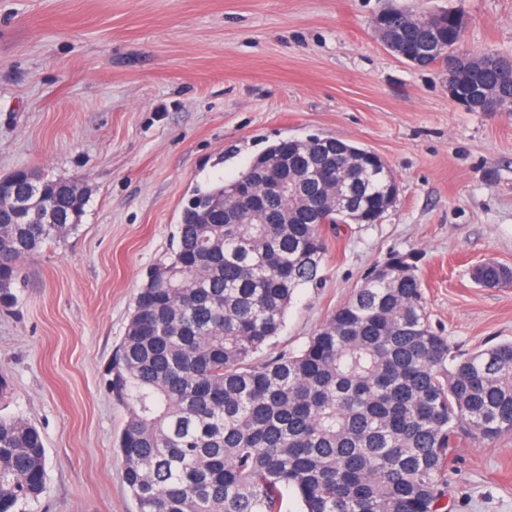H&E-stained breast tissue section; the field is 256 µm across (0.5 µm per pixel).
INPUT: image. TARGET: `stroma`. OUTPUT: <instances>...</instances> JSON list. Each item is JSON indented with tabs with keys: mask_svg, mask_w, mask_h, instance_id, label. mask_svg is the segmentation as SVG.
<instances>
[{
	"mask_svg": "<svg viewBox=\"0 0 512 512\" xmlns=\"http://www.w3.org/2000/svg\"><path fill=\"white\" fill-rule=\"evenodd\" d=\"M463 14V46L512 59V0H0V177L38 170L90 200L78 229L24 263L0 309V415L42 432L46 490L19 512H135L103 388L145 273L166 261L182 202L269 144L311 136L380 155L399 194L375 224L329 237L265 356L296 349L393 252L414 253L433 329L453 354L512 339V112H472L445 66L390 54L380 11ZM448 512H512V433L460 432Z\"/></svg>",
	"mask_w": 512,
	"mask_h": 512,
	"instance_id": "35a3bbf8",
	"label": "stroma"
}]
</instances>
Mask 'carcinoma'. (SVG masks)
<instances>
[{
	"label": "carcinoma",
	"mask_w": 512,
	"mask_h": 512,
	"mask_svg": "<svg viewBox=\"0 0 512 512\" xmlns=\"http://www.w3.org/2000/svg\"><path fill=\"white\" fill-rule=\"evenodd\" d=\"M383 15L402 33V56L435 49L426 68L460 51L461 30ZM489 55L465 53L464 84L512 98V72L487 67ZM328 141L313 156L278 140L233 180L195 188L168 260L146 273L103 375L126 412L118 451L136 512H288L290 493L303 512H442L458 430L483 441L512 432V341L450 357L407 254L376 266L301 348L255 358L283 330L295 290L316 279L324 227L347 220L311 205L324 193L317 182L306 195L272 200L270 222L252 224L234 189H262L267 163L280 158L292 177L335 167L347 185L364 170L360 223L386 213L377 159ZM6 180L0 308L16 301L22 261L76 230L89 202L45 174L36 185L23 170ZM500 277L493 265L474 272L485 287ZM46 477L39 429L0 416V512L38 500Z\"/></svg>",
	"instance_id": "obj_1"
}]
</instances>
